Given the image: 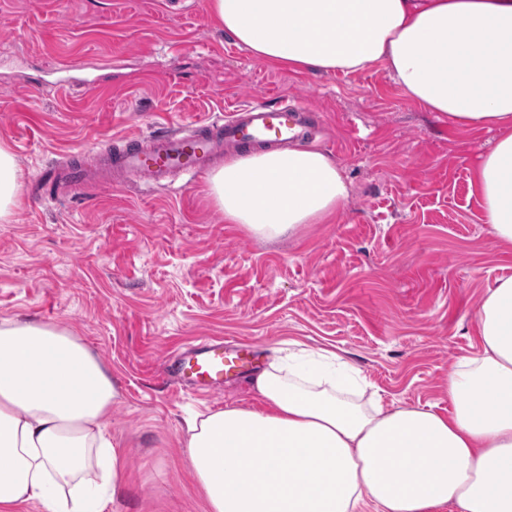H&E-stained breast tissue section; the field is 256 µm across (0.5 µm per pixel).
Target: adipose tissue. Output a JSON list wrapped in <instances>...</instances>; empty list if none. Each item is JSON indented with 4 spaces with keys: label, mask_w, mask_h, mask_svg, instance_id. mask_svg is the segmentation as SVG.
Segmentation results:
<instances>
[{
    "label": "adipose tissue",
    "mask_w": 512,
    "mask_h": 512,
    "mask_svg": "<svg viewBox=\"0 0 512 512\" xmlns=\"http://www.w3.org/2000/svg\"><path fill=\"white\" fill-rule=\"evenodd\" d=\"M236 43L295 71L384 66L462 131L493 129L470 184L512 246V0H210ZM228 224L265 238L332 218L342 166L315 147L262 150L207 177ZM477 354L448 370L451 409L386 406L333 353L277 357L258 403L196 415L184 456L208 512H512V278L477 312ZM120 388L72 330L0 320V512H104L123 479L107 433Z\"/></svg>",
    "instance_id": "1"
}]
</instances>
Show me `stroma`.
Masks as SVG:
<instances>
[{
	"mask_svg": "<svg viewBox=\"0 0 512 512\" xmlns=\"http://www.w3.org/2000/svg\"><path fill=\"white\" fill-rule=\"evenodd\" d=\"M283 96L315 112L313 145L345 170L330 223L258 238L225 223L203 173L39 196L69 154ZM496 137L458 131L381 66L320 75L259 61L210 0H0V146L21 184L0 223V319L72 328L117 381L107 429L125 472L105 512H207L182 457L185 420L255 394L248 372L211 398L167 382L168 354L201 335L259 346L260 368L291 342L329 349L385 405L447 411L481 300L512 277V247L470 187Z\"/></svg>",
	"mask_w": 512,
	"mask_h": 512,
	"instance_id": "stroma-1",
	"label": "stroma"
}]
</instances>
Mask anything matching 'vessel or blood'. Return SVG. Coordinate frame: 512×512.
<instances>
[{
    "mask_svg": "<svg viewBox=\"0 0 512 512\" xmlns=\"http://www.w3.org/2000/svg\"><path fill=\"white\" fill-rule=\"evenodd\" d=\"M306 128L299 104L286 99L273 105L256 102L233 110L220 124H202L187 132L127 136L121 148L107 144L77 153L57 166V189L65 192L82 181L136 179L158 187L175 175L191 179L220 158L225 145L247 148L286 143L300 139ZM254 357L253 345H226L200 336L194 346L171 357L167 377L195 394H217L225 379L242 373Z\"/></svg>",
    "mask_w": 512,
    "mask_h": 512,
    "instance_id": "obj_1",
    "label": "vessel or blood"
}]
</instances>
